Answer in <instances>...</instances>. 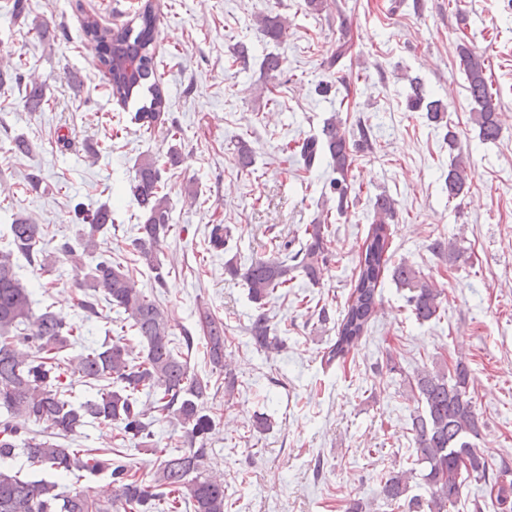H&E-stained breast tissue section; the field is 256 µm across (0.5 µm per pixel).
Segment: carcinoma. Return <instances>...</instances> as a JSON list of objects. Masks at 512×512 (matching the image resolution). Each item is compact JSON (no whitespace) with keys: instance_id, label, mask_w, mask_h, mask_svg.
<instances>
[{"instance_id":"obj_1","label":"carcinoma","mask_w":512,"mask_h":512,"mask_svg":"<svg viewBox=\"0 0 512 512\" xmlns=\"http://www.w3.org/2000/svg\"><path fill=\"white\" fill-rule=\"evenodd\" d=\"M264 37L278 41L285 34L278 15L260 14L256 18ZM143 26L138 33L131 27L103 25L91 17L84 24V35L102 47H109L98 62L109 75L112 97L126 104L143 94L150 101L142 105L134 119L147 129L164 121L166 100L158 83V63L151 48L155 17L151 4L145 3ZM459 56L473 108V120L485 142H495L502 124L498 101L488 84L484 56L466 46ZM262 69L275 78L284 69V59L273 53L264 56ZM407 108L424 112L426 119L439 125L448 105L441 98L424 93L420 81H409ZM24 102L28 111L39 112L46 102V88L35 81L24 84ZM299 154L306 169L326 160L336 177L329 182V200L339 214L349 208V174L353 160L349 141L340 131L336 115L324 120L321 136L309 137L299 144ZM239 170L249 171L253 150L245 141L236 146ZM162 171L158 162L144 158L136 168L132 192L142 213L132 239L135 262L154 273L157 285L164 282L163 262L158 245L172 230L167 196L162 194ZM468 173L457 155L445 178L444 190L451 200L464 195ZM374 224L359 247L358 264L349 296L340 312L334 344L323 352L322 361L331 365L346 361L368 332L380 305L385 274L408 290L406 303L420 323L441 318L442 291L419 276L406 261H392L389 221L395 215V202L378 195L373 203ZM85 228L79 233L82 253L95 256L94 264L78 282L82 297L77 307L85 319L99 314L100 300L126 315L131 330L143 344L142 355L118 338L100 344L84 343L81 327L56 314L34 312L32 292L23 285L15 270L14 253L24 256L36 276L51 271L44 257L43 242L48 226L17 217L10 225V249L0 250V461L21 453L47 470L73 474L77 471L110 474L112 500L106 504L83 488L68 493L58 491L54 482L32 481L19 471L0 467V512H179V503L193 507V512H229L224 481L206 473L209 454L206 442L216 427L207 413L211 381L191 371L185 352L192 350L194 337L187 330L182 339H174L168 314L145 289L138 286L129 267L100 251L98 237L112 229V215L100 207L86 214ZM228 232L214 224L209 233L210 249H225ZM333 235L326 222L307 226L299 249L288 251L285 259L272 257L242 264L231 258L225 272L241 280L248 288L250 301L258 314L249 327L254 345L266 352L279 353L286 348L264 313L269 300L279 289L288 287L300 273L309 284H319L320 264L331 253ZM439 253H448L455 263L464 251L454 240H435ZM199 323L206 342V352L213 368L224 370V321L210 311H199ZM80 352L67 360L60 353L73 345ZM78 378L85 383L101 384L97 395L78 405L67 399L66 380ZM417 403L411 415L410 431L415 448V464L421 466L422 479L429 499L408 496L406 471H392L380 478V493L405 512H449L463 496L468 482L485 486L488 499L473 500V512H512V480H505L500 470L489 475V466L479 452L483 422L477 402L471 395V370L462 361L446 372L422 367L405 377ZM150 398V407L139 404V395ZM175 417L189 441V447L168 450L158 447L151 430L154 423ZM42 422L53 430L55 439L27 436L25 423ZM93 423L113 426L121 443L145 448L155 457L150 479L119 460L90 448H68L61 440L80 434Z\"/></svg>"}]
</instances>
